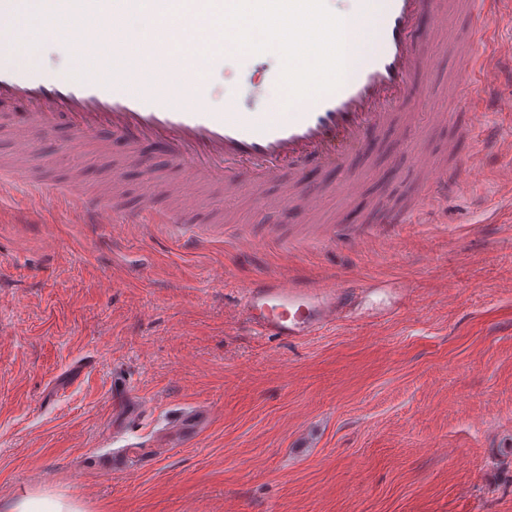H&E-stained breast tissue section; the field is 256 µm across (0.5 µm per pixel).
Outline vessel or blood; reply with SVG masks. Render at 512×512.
I'll use <instances>...</instances> for the list:
<instances>
[{
  "instance_id": "b4317fda",
  "label": "vessel or blood",
  "mask_w": 512,
  "mask_h": 512,
  "mask_svg": "<svg viewBox=\"0 0 512 512\" xmlns=\"http://www.w3.org/2000/svg\"><path fill=\"white\" fill-rule=\"evenodd\" d=\"M350 15L372 26L374 48L352 55L344 71L336 69L334 0H157L163 26L140 16L134 0H0V100L27 107L26 129L52 135L67 125L75 140L107 132L122 138L128 152L156 145L172 163L190 169L195 188L220 186L226 195L257 188L291 172L297 185L310 165L345 169L353 150L371 135L401 125L413 128L414 114L428 104L419 86L428 84L430 62L424 29L436 24L468 23L463 63L470 77L483 78L494 64L512 70V47L502 48L491 27L472 24L478 0H349ZM261 12L275 16L267 47L283 59L277 84L297 89L284 112H241L235 105L217 110L206 104H176L181 91L206 94L208 73L224 66L223 57L208 56L202 43L215 35L214 20ZM37 13L81 14L95 29L84 42L72 76L47 73L33 49L20 48L16 20ZM184 30L196 49L173 51L165 33ZM465 104V119L456 132L468 136L482 127L486 106ZM29 162L21 175L36 202H44L47 181L32 141L21 144ZM415 170L430 173L423 197L392 208L391 223L404 224L458 186L457 162L439 171L422 150H414ZM75 206L81 223H100L111 214L118 224L152 230L179 224L182 242L200 245L193 210L181 206L159 211L144 204L134 210L105 204L95 197L60 192ZM319 202L302 190L281 201L285 224H311ZM384 294L375 319L403 308L406 288L375 280L347 278L322 284L309 275L275 271L255 274L240 289V315L258 333L284 343L318 335L339 322H354L371 295Z\"/></svg>"
}]
</instances>
